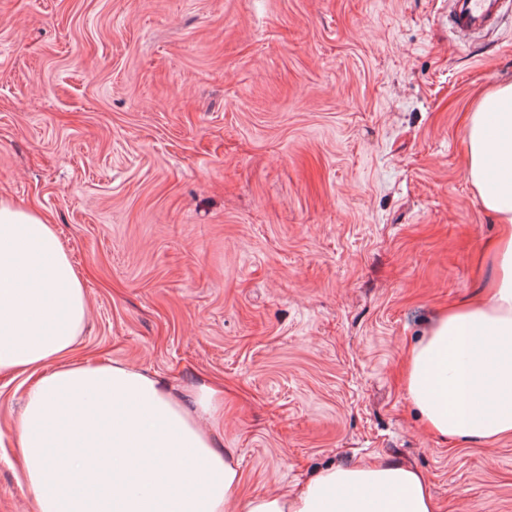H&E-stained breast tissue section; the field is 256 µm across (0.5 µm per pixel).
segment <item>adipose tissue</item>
I'll list each match as a JSON object with an SVG mask.
<instances>
[{"mask_svg":"<svg viewBox=\"0 0 512 512\" xmlns=\"http://www.w3.org/2000/svg\"><path fill=\"white\" fill-rule=\"evenodd\" d=\"M465 148L466 177L503 226L497 277L436 319L409 355L406 393L430 434L490 443L512 435V83L471 112ZM88 316L54 225L0 198V376L28 383L14 430L34 512H436L421 473L394 460L240 500L223 386L77 357Z\"/></svg>","mask_w":512,"mask_h":512,"instance_id":"adipose-tissue-1","label":"adipose tissue"}]
</instances>
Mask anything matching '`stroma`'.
<instances>
[{"instance_id": "stroma-1", "label": "stroma", "mask_w": 512, "mask_h": 512, "mask_svg": "<svg viewBox=\"0 0 512 512\" xmlns=\"http://www.w3.org/2000/svg\"><path fill=\"white\" fill-rule=\"evenodd\" d=\"M448 0H0V197L83 276L79 355L224 384L240 495L392 458L437 512H512V436L430 435L410 348L500 232L467 117L512 82V13ZM0 377V512H32ZM450 28L463 38L495 31L509 10L507 0H450Z\"/></svg>"}]
</instances>
